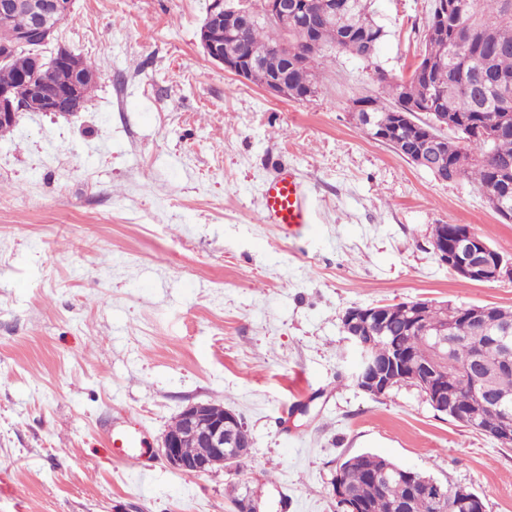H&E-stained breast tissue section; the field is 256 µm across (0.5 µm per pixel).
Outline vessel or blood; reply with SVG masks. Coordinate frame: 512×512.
<instances>
[{"label": "vessel or blood", "mask_w": 512, "mask_h": 512, "mask_svg": "<svg viewBox=\"0 0 512 512\" xmlns=\"http://www.w3.org/2000/svg\"><path fill=\"white\" fill-rule=\"evenodd\" d=\"M307 199V190L299 177L292 171L282 170L267 184L261 219L267 224L287 226L289 233H296L310 222ZM107 439L115 460L140 464L138 432L117 430L110 432Z\"/></svg>", "instance_id": "vessel-or-blood-1"}]
</instances>
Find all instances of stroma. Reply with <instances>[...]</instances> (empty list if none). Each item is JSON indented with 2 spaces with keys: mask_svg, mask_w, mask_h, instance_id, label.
<instances>
[{
  "mask_svg": "<svg viewBox=\"0 0 512 512\" xmlns=\"http://www.w3.org/2000/svg\"><path fill=\"white\" fill-rule=\"evenodd\" d=\"M376 65L407 74L431 0H373ZM208 0H76L60 42L95 64L82 112H24L0 136V512H338L331 482L371 452L512 512V448L435 412L413 387L353 378L352 307L432 300L512 308V277L443 265L435 224H467L512 258L470 181L442 182L351 112L373 67L329 52L318 91L268 95L199 44ZM292 168L311 222L260 221ZM194 403L253 445L235 471H172L156 448ZM142 425L140 474L107 426Z\"/></svg>",
  "mask_w": 512,
  "mask_h": 512,
  "instance_id": "35a3bbf8",
  "label": "stroma"
}]
</instances>
